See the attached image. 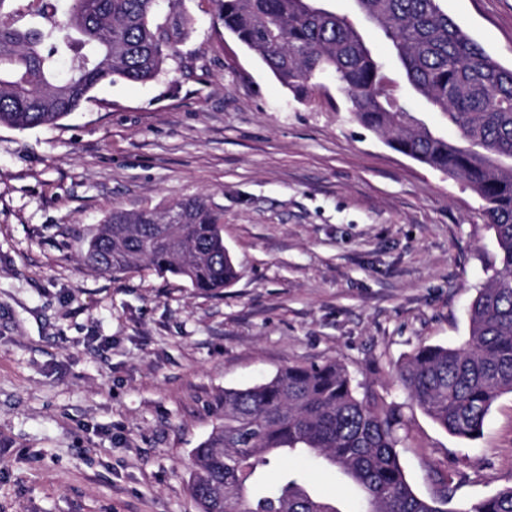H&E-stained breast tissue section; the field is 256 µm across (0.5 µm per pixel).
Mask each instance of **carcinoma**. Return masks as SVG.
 <instances>
[{
	"label": "carcinoma",
	"instance_id": "carcinoma-1",
	"mask_svg": "<svg viewBox=\"0 0 512 512\" xmlns=\"http://www.w3.org/2000/svg\"><path fill=\"white\" fill-rule=\"evenodd\" d=\"M162 0H0V125H53L103 83L155 79L190 28L160 15ZM232 34L296 94L336 77L355 120L396 151L464 181L485 203L501 269L477 292L459 346H422L399 368L412 400L449 434L481 435L493 403L512 393V67L495 61L442 0H354L353 13L389 43L390 76L347 14L303 0H215ZM423 97L438 124L411 111ZM453 129L458 137L445 130ZM84 263L100 273L149 267L205 292L238 279L222 214L202 197L161 212L114 210L91 236ZM400 418L359 395L343 366L280 369L224 391L221 421L192 451L188 486L198 512H340L288 468L313 454L353 484L368 512H512V487L463 509L409 485L396 451Z\"/></svg>",
	"mask_w": 512,
	"mask_h": 512
}]
</instances>
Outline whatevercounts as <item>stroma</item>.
Listing matches in <instances>:
<instances>
[{"mask_svg": "<svg viewBox=\"0 0 512 512\" xmlns=\"http://www.w3.org/2000/svg\"><path fill=\"white\" fill-rule=\"evenodd\" d=\"M443 6L512 66V0ZM182 9L193 29L156 80L98 85L55 126H0V512H198L191 453L225 390L330 361L400 415L416 493L453 476L458 508L512 485V394L467 441L397 378L468 336L499 267L483 201L365 130L334 77L297 98L213 0ZM194 196L224 215L231 287L83 265L112 210ZM288 466L360 512L337 472Z\"/></svg>", "mask_w": 512, "mask_h": 512, "instance_id": "stroma-1", "label": "stroma"}]
</instances>
